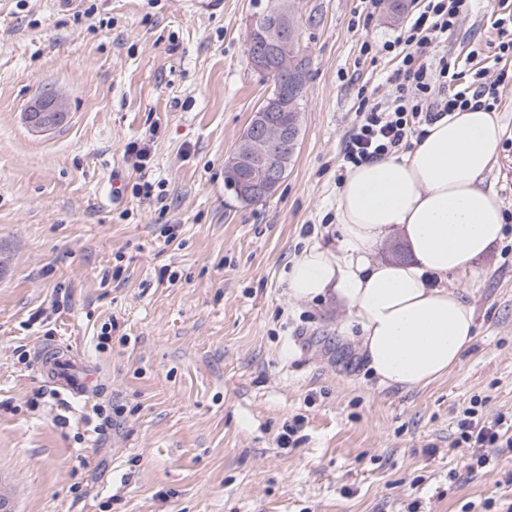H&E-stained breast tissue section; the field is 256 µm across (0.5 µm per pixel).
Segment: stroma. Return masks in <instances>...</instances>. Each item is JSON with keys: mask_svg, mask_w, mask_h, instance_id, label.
<instances>
[{"mask_svg": "<svg viewBox=\"0 0 512 512\" xmlns=\"http://www.w3.org/2000/svg\"><path fill=\"white\" fill-rule=\"evenodd\" d=\"M253 2L0 0V494L11 512H501L512 447L470 475L452 443L471 398L512 411V58L490 24L512 0H467L439 49L460 83L501 82L486 183L505 224L448 278L475 342L415 389L380 384L347 305L295 298L288 273L338 246L345 142L363 99L392 96L381 45L425 0L396 21L297 0L299 141L277 194L246 206L224 163L272 87L247 58ZM46 90L67 118L36 133L24 114ZM61 348L99 392L54 390L41 361Z\"/></svg>", "mask_w": 512, "mask_h": 512, "instance_id": "stroma-1", "label": "stroma"}]
</instances>
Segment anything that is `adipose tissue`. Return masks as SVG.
Wrapping results in <instances>:
<instances>
[{
  "mask_svg": "<svg viewBox=\"0 0 512 512\" xmlns=\"http://www.w3.org/2000/svg\"><path fill=\"white\" fill-rule=\"evenodd\" d=\"M502 134L496 112L458 110L423 124L413 149L352 168L336 197L339 249L311 248L288 274L296 297L348 303L383 384L434 382L476 339L474 309L448 276L502 237V201L484 186ZM394 236L408 259L374 260Z\"/></svg>",
  "mask_w": 512,
  "mask_h": 512,
  "instance_id": "1",
  "label": "adipose tissue"
}]
</instances>
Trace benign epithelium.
<instances>
[{
  "label": "benign epithelium",
  "mask_w": 512,
  "mask_h": 512,
  "mask_svg": "<svg viewBox=\"0 0 512 512\" xmlns=\"http://www.w3.org/2000/svg\"><path fill=\"white\" fill-rule=\"evenodd\" d=\"M255 7L260 29L249 36L251 67L278 76L279 82L252 114L247 134L224 165L227 187L244 201L276 194L285 179L282 147L295 144L298 125L297 120L286 119L283 110L297 103L309 67L308 58L296 46V5L288 0H255ZM65 112V102L46 92L28 108L25 120L33 131L46 132L61 122Z\"/></svg>",
  "instance_id": "1"
}]
</instances>
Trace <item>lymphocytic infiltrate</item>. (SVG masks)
Wrapping results in <instances>:
<instances>
[{
	"instance_id": "obj_1",
	"label": "lymphocytic infiltrate",
	"mask_w": 512,
	"mask_h": 512,
	"mask_svg": "<svg viewBox=\"0 0 512 512\" xmlns=\"http://www.w3.org/2000/svg\"><path fill=\"white\" fill-rule=\"evenodd\" d=\"M465 0H426L419 17L396 40L385 42L383 51L406 46L401 64L391 75L396 96L365 109L352 128L344 148L345 168L381 159L406 146L416 126L433 121L436 114L465 109H492L498 102V82L470 88L449 86L448 67L432 69L428 63L439 34L457 22ZM459 436L454 445L468 449V470L485 467L492 448L512 447V413L485 420L476 406L462 410L457 423Z\"/></svg>"
}]
</instances>
